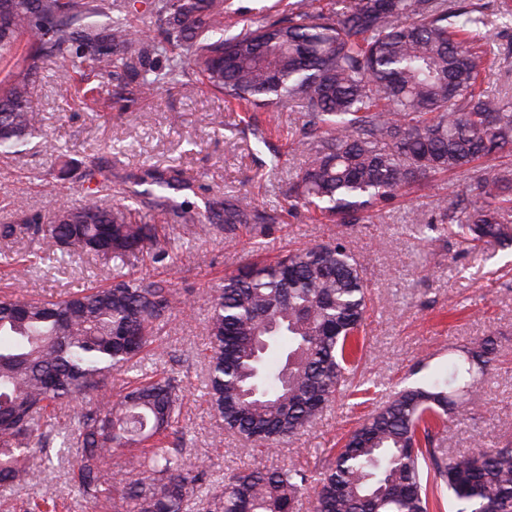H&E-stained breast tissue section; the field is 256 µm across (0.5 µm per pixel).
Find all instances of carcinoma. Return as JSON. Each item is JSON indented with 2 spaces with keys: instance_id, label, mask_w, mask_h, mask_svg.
<instances>
[{
  "instance_id": "1",
  "label": "carcinoma",
  "mask_w": 512,
  "mask_h": 512,
  "mask_svg": "<svg viewBox=\"0 0 512 512\" xmlns=\"http://www.w3.org/2000/svg\"><path fill=\"white\" fill-rule=\"evenodd\" d=\"M159 43H148L126 19L99 23L110 0H0V55L26 39L25 64L0 83V156L39 134L31 90L46 57L72 64L84 81L65 98L97 101L99 84L140 76L138 64L169 55L165 75L183 76L184 61L230 100L256 109H304L307 160L289 183V207L312 208L349 223L436 174L463 180L474 196L451 193L437 209L448 235L463 245L512 244V92L486 86L488 15L478 0H328L299 7L288 20L224 36V0H158ZM93 193L112 185V171L93 159L82 174ZM135 197L149 187L179 189L181 173L144 168ZM179 224L199 216L172 204ZM276 214L219 199L208 202L217 228L251 224L255 234ZM25 232L42 260L75 251L112 266L103 288L57 298L0 294V491L36 482L33 459L75 455L69 482L95 503H134L133 512H184L194 495L206 512H296L308 494L314 512H431L446 495L458 512H512V446L479 442L455 456L435 446L436 428L453 397L473 391L475 369L495 359L490 337L478 338L452 362L448 376L397 390L350 431L321 469L255 466L221 488L206 464L187 458L175 380L143 376L113 399L106 380L130 372L158 340L175 293L125 273L148 248L168 255L153 224L128 206L63 202L53 220L0 224V239ZM371 273L342 242L308 245L273 263L249 264L224 279L207 321V395L224 430L268 447L310 428L355 374L363 343ZM89 396L65 430L53 432L49 409ZM132 468L109 463L142 443ZM47 490L24 512H52Z\"/></svg>"
}]
</instances>
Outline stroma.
<instances>
[{"mask_svg": "<svg viewBox=\"0 0 512 512\" xmlns=\"http://www.w3.org/2000/svg\"><path fill=\"white\" fill-rule=\"evenodd\" d=\"M224 33L232 36L286 19L289 0H227ZM491 24L487 49L492 72L512 69V16L499 11V0H483ZM77 78L70 63L44 58L32 90L41 117V135L20 154L0 158V224L18 223L20 215L49 223L58 201L92 202L139 208L143 223L165 227L168 257L137 260L131 276L173 289L181 298L160 341L140 358L143 371L175 377L183 396L182 421L191 456L206 460L212 484L254 464L268 468L319 467L342 434L373 413L393 390L448 373V362L473 339L494 336L498 361L492 374L480 376L476 398L466 400L464 416L449 413L437 444L448 455L465 453L476 441L512 444V245L462 246L439 231L441 196L461 191L448 177L416 186L375 215L338 224L306 209L289 210L288 184L305 163L300 146L303 114L294 107L279 112L244 110L198 77L161 85L147 97L138 80L123 76L104 85L110 105L64 101L60 93ZM71 162L66 179L53 175L61 158ZM96 159L117 177L111 193L88 194L81 164ZM174 167L186 185L181 190L134 197L123 174L142 168ZM221 196L279 215L262 235L241 224L216 235L209 223L193 232L171 223L169 206L190 202L204 208ZM347 242L375 275L368 295L361 370L372 382L365 396H342L321 420L276 449L243 450L237 436L216 438L219 423L206 402L205 322L207 298L221 288L225 275L255 262H270L288 250L336 240ZM26 235L0 242V288L22 297H50L105 285L108 276L97 256L84 254L63 265L29 271L15 264L21 253L38 252ZM58 512H99L69 485L65 465L41 471Z\"/></svg>", "mask_w": 512, "mask_h": 512, "instance_id": "stroma-1", "label": "stroma"}]
</instances>
